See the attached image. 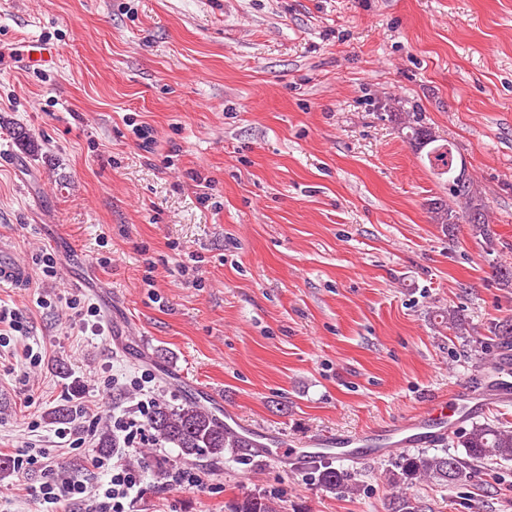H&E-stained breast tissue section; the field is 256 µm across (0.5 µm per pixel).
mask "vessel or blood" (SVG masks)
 <instances>
[{"instance_id": "obj_1", "label": "vessel or blood", "mask_w": 512, "mask_h": 512, "mask_svg": "<svg viewBox=\"0 0 512 512\" xmlns=\"http://www.w3.org/2000/svg\"><path fill=\"white\" fill-rule=\"evenodd\" d=\"M32 280V268L17 259L11 241L0 237V284L26 288ZM510 400L512 385L506 383L464 391L448 399H434L410 419L379 431H365L348 438L313 439L305 452L312 455L332 451L338 458L349 460L364 448L375 455L390 456L404 448L434 446L464 421Z\"/></svg>"}]
</instances>
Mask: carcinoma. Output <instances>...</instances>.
I'll return each instance as SVG.
<instances>
[{
  "mask_svg": "<svg viewBox=\"0 0 512 512\" xmlns=\"http://www.w3.org/2000/svg\"><path fill=\"white\" fill-rule=\"evenodd\" d=\"M404 129L405 139L415 149L425 151L421 160L458 205L455 209L447 201L437 199L431 207L434 221L447 230L460 223L468 224L475 236L481 237L488 248H493L494 237L486 220L485 204L471 178L462 170L461 158L454 154L449 144L438 142V137L422 125L418 117L404 123ZM436 317L440 318L442 326L457 333L466 330V321L455 311H441ZM491 333L497 338L498 345L512 346V317L495 323ZM147 425L154 431L156 440L178 449L185 462H217L226 454L247 456L249 449L257 447L251 437L227 428L224 421L192 398L177 408L156 404L147 418ZM458 445L464 448L463 458L446 452L401 455L397 471L391 477L392 483L399 489L420 480L438 485H463L471 478L470 462L512 459V428L488 422L475 424L461 432ZM303 465L328 490L342 493L354 490L351 474L335 466L329 458L309 456ZM232 512H276V509L265 499L247 498L234 503ZM391 512H424V506L419 500L400 492L393 497Z\"/></svg>",
  "mask_w": 512,
  "mask_h": 512,
  "instance_id": "carcinoma-1",
  "label": "carcinoma"
}]
</instances>
